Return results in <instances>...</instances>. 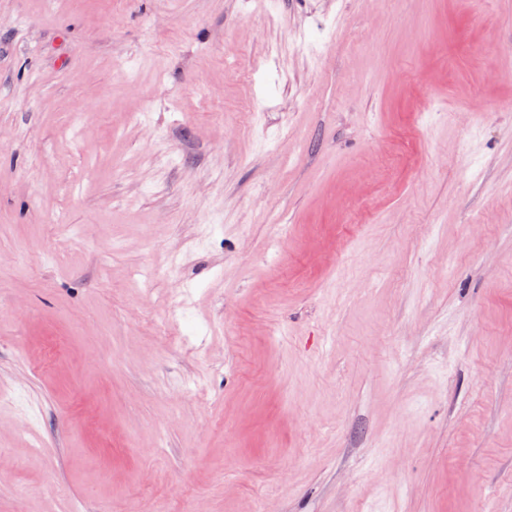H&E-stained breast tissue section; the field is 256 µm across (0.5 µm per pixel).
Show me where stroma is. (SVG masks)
<instances>
[{"instance_id":"obj_1","label":"stroma","mask_w":512,"mask_h":512,"mask_svg":"<svg viewBox=\"0 0 512 512\" xmlns=\"http://www.w3.org/2000/svg\"><path fill=\"white\" fill-rule=\"evenodd\" d=\"M511 71L512 0H0V512H512Z\"/></svg>"}]
</instances>
